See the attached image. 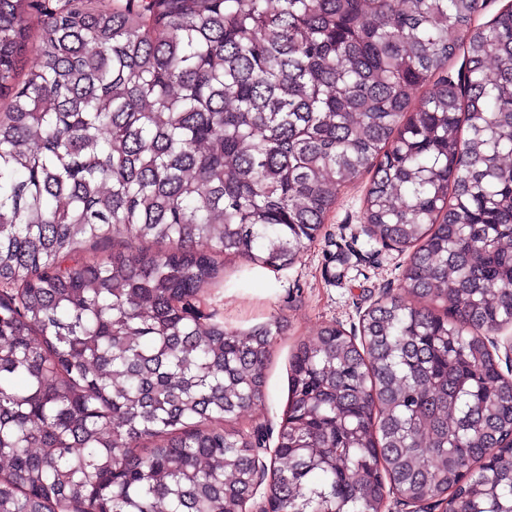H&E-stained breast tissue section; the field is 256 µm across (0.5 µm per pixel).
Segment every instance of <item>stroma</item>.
<instances>
[{"mask_svg": "<svg viewBox=\"0 0 512 512\" xmlns=\"http://www.w3.org/2000/svg\"><path fill=\"white\" fill-rule=\"evenodd\" d=\"M368 176L343 189L313 243L294 264L274 272L242 260L226 262L217 281L204 290L201 310L227 326L247 329L273 318L285 328L273 341L266 388L238 426L262 430L275 446L288 397V360L297 344L313 339L325 324L348 335L374 303L402 294L401 268L408 253L369 238L360 211Z\"/></svg>", "mask_w": 512, "mask_h": 512, "instance_id": "35a3bbf8", "label": "stroma"}]
</instances>
